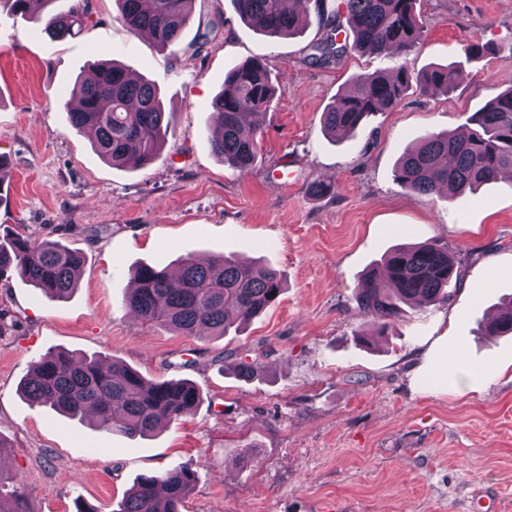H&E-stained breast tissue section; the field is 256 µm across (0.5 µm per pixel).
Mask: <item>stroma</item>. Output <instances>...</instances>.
Returning a JSON list of instances; mask_svg holds the SVG:
<instances>
[{"mask_svg": "<svg viewBox=\"0 0 512 512\" xmlns=\"http://www.w3.org/2000/svg\"><path fill=\"white\" fill-rule=\"evenodd\" d=\"M89 24L55 40L28 15H0V228L79 251L77 288L50 300L21 277L0 281V444L25 512H112L138 477L188 465L182 512H512V335L484 319L512 301V180L456 198L399 186L403 152L512 88V0H425L420 72L461 63L447 93L408 90L349 136L322 114L360 75L393 59L349 49L309 63L310 20L270 38L232 0H195L181 38L161 49L131 33L114 0H88ZM484 44L465 61L463 44ZM154 82L169 128L145 168L113 167L59 103L97 57ZM260 58L277 84L245 173L210 146V105L225 72ZM332 185L319 197L312 186ZM436 241L461 260L448 295L408 307L384 335L355 288L392 248ZM267 264L279 298L239 332L183 336L123 306L140 264L176 271L187 253ZM109 355L155 380H189L195 411L153 435L105 433L20 392L47 353ZM259 361L262 377L232 373ZM479 368L476 387L459 366Z\"/></svg>", "mask_w": 512, "mask_h": 512, "instance_id": "obj_1", "label": "stroma"}]
</instances>
